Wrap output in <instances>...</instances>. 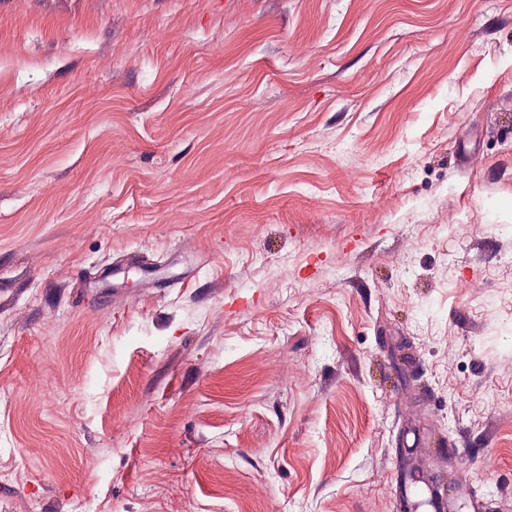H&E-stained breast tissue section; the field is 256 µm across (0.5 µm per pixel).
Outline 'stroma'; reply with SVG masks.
Segmentation results:
<instances>
[{"label": "stroma", "instance_id": "obj_1", "mask_svg": "<svg viewBox=\"0 0 512 512\" xmlns=\"http://www.w3.org/2000/svg\"><path fill=\"white\" fill-rule=\"evenodd\" d=\"M415 464L512 512V0H0V512Z\"/></svg>", "mask_w": 512, "mask_h": 512}]
</instances>
